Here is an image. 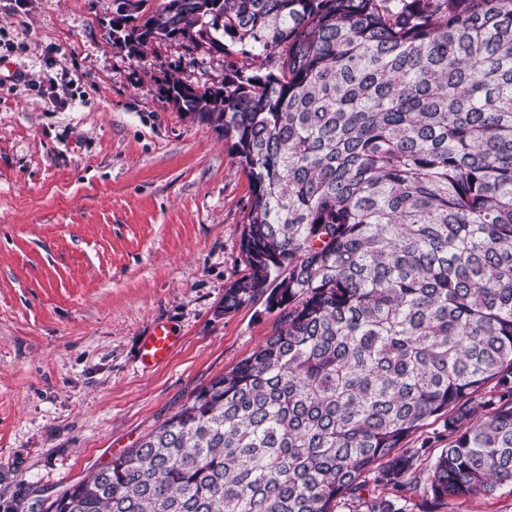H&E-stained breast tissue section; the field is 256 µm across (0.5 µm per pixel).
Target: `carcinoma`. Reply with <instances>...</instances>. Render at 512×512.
<instances>
[{
  "label": "carcinoma",
  "instance_id": "1",
  "mask_svg": "<svg viewBox=\"0 0 512 512\" xmlns=\"http://www.w3.org/2000/svg\"><path fill=\"white\" fill-rule=\"evenodd\" d=\"M113 2L130 56H240L157 86L252 187L224 313L278 319L47 512H437L512 486V0Z\"/></svg>",
  "mask_w": 512,
  "mask_h": 512
}]
</instances>
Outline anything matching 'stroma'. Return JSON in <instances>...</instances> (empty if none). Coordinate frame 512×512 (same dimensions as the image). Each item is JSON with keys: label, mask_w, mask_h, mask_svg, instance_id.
<instances>
[{"label": "stroma", "mask_w": 512, "mask_h": 512, "mask_svg": "<svg viewBox=\"0 0 512 512\" xmlns=\"http://www.w3.org/2000/svg\"><path fill=\"white\" fill-rule=\"evenodd\" d=\"M113 0H0V512L66 487L249 356L276 313L224 310L249 180L154 82L217 84L221 54L112 44ZM178 344L147 368L156 324Z\"/></svg>", "instance_id": "stroma-1"}]
</instances>
